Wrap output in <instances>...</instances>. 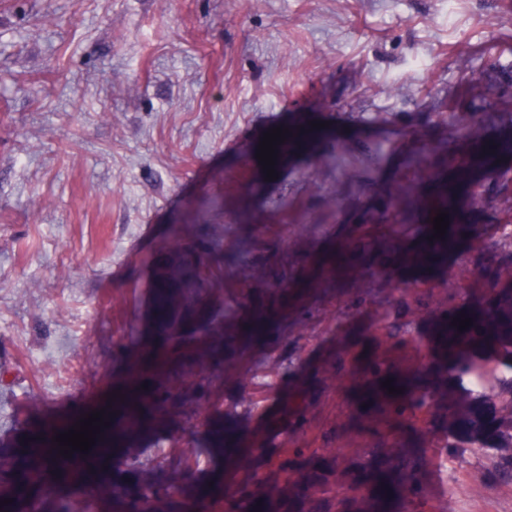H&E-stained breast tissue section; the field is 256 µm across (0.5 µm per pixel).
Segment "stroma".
Segmentation results:
<instances>
[{
    "mask_svg": "<svg viewBox=\"0 0 512 512\" xmlns=\"http://www.w3.org/2000/svg\"><path fill=\"white\" fill-rule=\"evenodd\" d=\"M476 83L512 104V0H0V435L111 398L143 261L204 200L225 249L252 235L256 266L313 262L401 195L406 152L432 176L452 104L484 109ZM299 113L327 123L335 157L265 180L264 133ZM482 192L467 212L482 250L419 281L435 297L479 288L478 256L512 266V194ZM309 303L275 354L224 366L250 437L357 323L335 294ZM493 468L440 459L429 512H512Z\"/></svg>",
    "mask_w": 512,
    "mask_h": 512,
    "instance_id": "stroma-1",
    "label": "stroma"
}]
</instances>
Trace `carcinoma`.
Returning a JSON list of instances; mask_svg holds the SVG:
<instances>
[{"label": "carcinoma", "mask_w": 512, "mask_h": 512, "mask_svg": "<svg viewBox=\"0 0 512 512\" xmlns=\"http://www.w3.org/2000/svg\"><path fill=\"white\" fill-rule=\"evenodd\" d=\"M458 111L464 127L431 147L435 178L406 187L402 213L413 233L393 229L396 212L385 208L379 222L355 224L340 239L331 258L336 270L373 276L397 270L446 271L448 259L463 244L475 247L477 233L464 221L469 205L480 202L483 182L507 170L512 161V119L508 103L488 112ZM286 141L276 146L275 166L298 151H317L323 130L307 121L288 127ZM448 213L446 234L433 241V218ZM165 249L181 254L196 271L193 282L173 292L163 281H149L145 308L153 335L143 337L141 357L125 364L123 390L104 409L109 426L100 427L94 451L66 458L52 441L57 431L86 417L82 410L63 422L27 420L0 438V512H150L155 503L166 512H426L433 458L479 450L497 459L495 472L512 481V283L500 276L501 266L483 263L476 276L484 288L472 296L454 291L432 295L405 285L372 323L376 352L359 358L344 350L307 375L289 401L266 426L302 434L311 426L310 408L327 392L326 376L345 374L351 394V417L362 422L369 438L357 454L344 451L345 428L321 425L303 446L274 447L250 440L239 422L224 416L214 390L224 376V362L235 359L255 340L267 346L280 342L271 332L272 319L288 307L297 273L283 264L247 272L239 255H252L254 242L224 255L223 241L212 224H193L177 233ZM249 283L235 313L237 324L224 326V276ZM465 316L472 325L460 331L453 319ZM423 318L417 337L405 336L407 325ZM186 320L181 334L169 326ZM208 362L200 371L197 352ZM503 374V402L475 389L472 379L488 366ZM402 393H388L382 382ZM148 389H142L143 383ZM206 415L200 440L192 449L212 468L198 476L188 458L171 456L150 464L143 459L146 443L176 426L188 427L200 404ZM434 439L425 448L421 435ZM234 463L246 476L224 487V463ZM153 479L145 481V473ZM262 505H257V502Z\"/></svg>", "instance_id": "1"}]
</instances>
